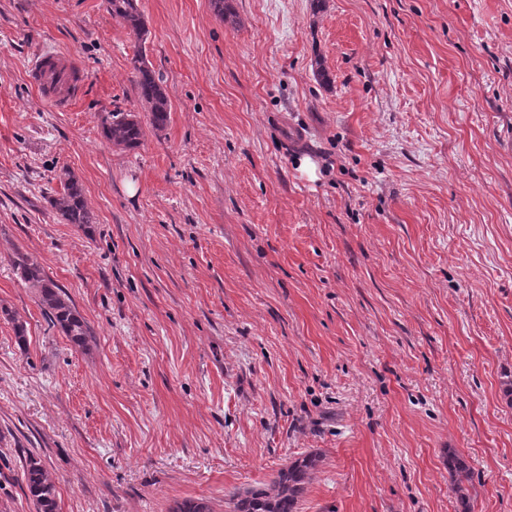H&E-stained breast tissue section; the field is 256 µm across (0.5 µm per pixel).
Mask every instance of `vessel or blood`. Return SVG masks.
Returning a JSON list of instances; mask_svg holds the SVG:
<instances>
[{
    "label": "vessel or blood",
    "mask_w": 512,
    "mask_h": 512,
    "mask_svg": "<svg viewBox=\"0 0 512 512\" xmlns=\"http://www.w3.org/2000/svg\"><path fill=\"white\" fill-rule=\"evenodd\" d=\"M72 61L55 51L41 53L29 68V83L57 108H70L78 93V86L70 76Z\"/></svg>",
    "instance_id": "vessel-or-blood-1"
}]
</instances>
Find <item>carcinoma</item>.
<instances>
[{
	"mask_svg": "<svg viewBox=\"0 0 512 512\" xmlns=\"http://www.w3.org/2000/svg\"><path fill=\"white\" fill-rule=\"evenodd\" d=\"M112 17L119 20L139 42L130 59L135 77L138 99L146 120L134 112H109L101 119L104 139L127 150L138 148L145 136L144 125L154 130L165 128L170 115V104L162 86V79L149 66L145 48L148 30L137 0H107ZM214 14L232 25L238 24L228 0H210ZM62 191L49 196V203L67 223L86 227L97 223L95 213L88 207L83 187L66 169L61 173ZM19 278L38 295L42 310L50 324L69 336L71 342L83 348L91 328L76 310L60 286L47 276L41 266L22 252L11 260ZM319 463L315 454H307L280 468L267 488L259 491L232 492L225 499V512H298L299 498L305 485L312 479ZM448 470L454 475V492L462 506H467L463 486L466 466L453 455L448 456ZM22 480L34 501L37 512H58L55 485L40 458L29 455L22 465Z\"/></svg>",
	"mask_w": 512,
	"mask_h": 512,
	"instance_id": "carcinoma-1",
	"label": "carcinoma"
}]
</instances>
